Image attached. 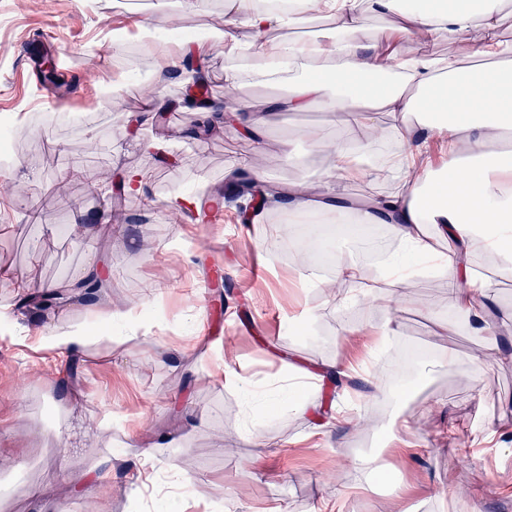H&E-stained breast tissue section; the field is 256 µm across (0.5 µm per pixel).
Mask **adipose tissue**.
Listing matches in <instances>:
<instances>
[{
	"mask_svg": "<svg viewBox=\"0 0 512 512\" xmlns=\"http://www.w3.org/2000/svg\"><path fill=\"white\" fill-rule=\"evenodd\" d=\"M505 0H412L399 10L398 0H295L282 11H255L249 0H224V29L218 36L228 52L240 45L236 31L248 27L252 47L267 64L259 70L266 82L279 81L287 61L298 76L284 95L261 101L236 94L238 77L228 74L226 105L203 109L211 126L235 125L259 135L272 126L277 112H302L312 106L337 119L351 118L348 136L329 142L327 178L339 183H377L393 176L397 190L367 197L354 211L319 201L318 188L299 183L280 188L256 176L254 197L283 200L287 211L307 219L329 215L333 224H385L413 252L431 250L428 233L452 240L441 265L448 277L451 306L484 335L493 328L483 317L484 298L492 283L472 264L474 253L494 248L512 261V154L493 156L491 149L512 131V46L497 35L505 20ZM331 15L336 34L329 40L271 42L275 27H294L310 13ZM402 14L409 42L477 34L468 58L456 53L429 56L390 50L385 39L370 36L371 15ZM447 146L448 160L414 172L435 138ZM398 144L393 153L374 154L377 141ZM93 338L88 325L61 329L43 325L40 347L67 359L85 352Z\"/></svg>",
	"mask_w": 512,
	"mask_h": 512,
	"instance_id": "ef3b65f1",
	"label": "adipose tissue"
}]
</instances>
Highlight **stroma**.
<instances>
[{
    "label": "stroma",
    "mask_w": 512,
    "mask_h": 512,
    "mask_svg": "<svg viewBox=\"0 0 512 512\" xmlns=\"http://www.w3.org/2000/svg\"><path fill=\"white\" fill-rule=\"evenodd\" d=\"M157 0H49L23 14L16 0H0V119L24 133L20 149L0 165V267L17 282L67 287L90 262L107 259L112 307L131 321L153 322V342H101L79 356L81 369L53 365L31 337L45 314L14 309L13 288L0 284V512H314L330 499L333 512H512V329L488 345L448 304L439 273L415 276V295L379 307L358 302L337 308L326 283L334 258L360 261L369 225L345 238L320 234L329 260L301 263L279 246V207L225 209L224 220L169 221L174 193L195 200L224 190V173L260 155L262 171L280 185L324 178L322 146L346 128L320 109L284 112L263 141L228 127L196 136L197 113L184 105L181 75L168 71L159 88L178 133L158 124L119 122L101 106L102 79L139 91V64H154L169 47L147 39L156 16L165 28L185 10ZM52 34L68 58L64 86L29 90L19 81L20 45ZM205 72L212 101L224 99L226 73H236L242 97L278 95L253 82L231 54L210 53ZM82 86L67 98V84ZM295 142L301 164L289 161L283 140ZM167 144L156 150L155 142ZM148 175L146 196L126 194L121 175ZM70 182V196H53ZM131 218L122 232L98 225L71 231L77 212L87 220L112 203ZM494 280L488 318L512 319V270L488 249L473 256ZM165 288L146 290L154 278ZM424 349L408 389L393 391L386 362L391 345ZM310 372L297 382L283 360ZM297 387L307 411L273 404L270 393ZM378 427L333 425L338 414L362 419L376 406ZM70 447H62L61 434ZM464 447L449 444V435ZM159 444L154 483L137 480L132 464ZM376 456L378 475L359 464ZM107 478L85 490L70 477L89 468ZM46 490L44 499L26 494ZM484 490L482 504L472 493Z\"/></svg>",
    "instance_id": "obj_1"
}]
</instances>
